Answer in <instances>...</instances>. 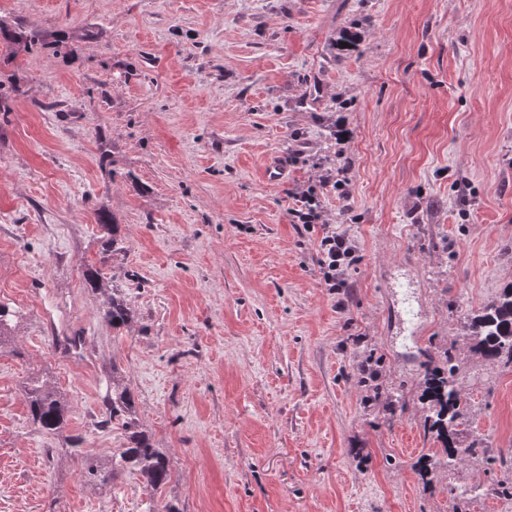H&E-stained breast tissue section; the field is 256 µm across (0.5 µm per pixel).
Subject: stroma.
I'll list each match as a JSON object with an SVG mask.
<instances>
[{"instance_id":"35a3bbf8","label":"stroma","mask_w":512,"mask_h":512,"mask_svg":"<svg viewBox=\"0 0 512 512\" xmlns=\"http://www.w3.org/2000/svg\"><path fill=\"white\" fill-rule=\"evenodd\" d=\"M0 18L71 47L0 41V303L22 314L0 347V512L512 506L489 492L512 483V368L460 336L512 281V0H0ZM307 189L320 219L297 224ZM116 287L121 329L101 318ZM449 346L458 444L488 453L424 477L422 374ZM38 372L70 404L56 435L30 422ZM116 375L169 459L158 491L83 474L124 444L102 422ZM323 257L320 260L325 280L336 281L343 274L344 261L352 252V245L347 236L336 232L323 237L321 241Z\"/></svg>"}]
</instances>
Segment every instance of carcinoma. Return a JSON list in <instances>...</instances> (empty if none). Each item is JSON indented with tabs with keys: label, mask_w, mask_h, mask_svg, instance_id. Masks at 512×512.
<instances>
[{
	"label": "carcinoma",
	"mask_w": 512,
	"mask_h": 512,
	"mask_svg": "<svg viewBox=\"0 0 512 512\" xmlns=\"http://www.w3.org/2000/svg\"><path fill=\"white\" fill-rule=\"evenodd\" d=\"M0 38L27 49L51 47L57 51L67 48L66 33L61 32L50 43L36 31L14 28L0 19ZM99 226L108 236L112 251L122 249V240L118 235V225L107 223L105 217H99ZM102 319L114 329L129 325L132 315L119 288L112 289V301ZM462 335L468 340L471 352L492 366L512 365V282L504 284L495 299L477 309L467 312L461 321ZM459 366L452 349L446 348L439 353L437 362L427 368L423 375L424 389L421 399L427 405L429 431L436 434L442 447V457L429 460L423 465L424 472L435 466L450 469L468 457L487 454V448L481 440L473 441L468 447H458L456 427L469 414V404L462 396L459 387ZM24 395L29 405L30 416L36 428L44 433L57 434L66 425L69 406L50 387L46 377H32L25 383ZM104 422L121 426L126 443L119 453L112 457L108 468L88 467V474L107 483L114 475L126 467L136 469L144 479L146 486L156 491L170 480L169 460L158 448L153 447L150 437L143 430L135 410L134 394L130 388L117 379L112 380V389L106 396V415ZM512 499V486L499 485L490 489L479 486L464 489L461 497L474 498L484 494Z\"/></svg>",
	"instance_id": "obj_1"
}]
</instances>
